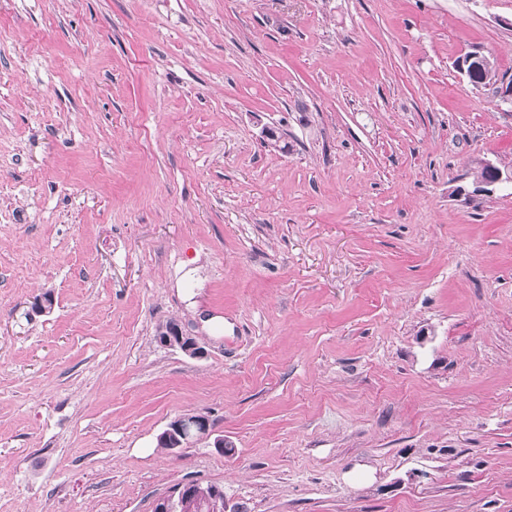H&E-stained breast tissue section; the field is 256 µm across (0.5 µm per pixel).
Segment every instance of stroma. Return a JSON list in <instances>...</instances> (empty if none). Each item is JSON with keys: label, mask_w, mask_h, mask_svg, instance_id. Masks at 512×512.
I'll use <instances>...</instances> for the list:
<instances>
[{"label": "stroma", "mask_w": 512, "mask_h": 512, "mask_svg": "<svg viewBox=\"0 0 512 512\" xmlns=\"http://www.w3.org/2000/svg\"><path fill=\"white\" fill-rule=\"evenodd\" d=\"M0 43V512H512V189L457 193L512 102L456 68L512 76V0H0ZM171 322L173 321H169L165 325L160 326L157 331V336L161 334V329L167 327ZM163 334L165 336H159L158 340L164 347L179 349L194 358H202L206 355L204 347L199 345L195 338L186 334L177 322L170 324ZM210 434V422L204 414L181 415L172 420L159 434L158 443L162 448L176 451L189 448L198 440L208 438ZM199 486L194 482L176 485L167 494L157 498L152 506V512H182L188 499L196 495Z\"/></svg>", "instance_id": "1"}]
</instances>
